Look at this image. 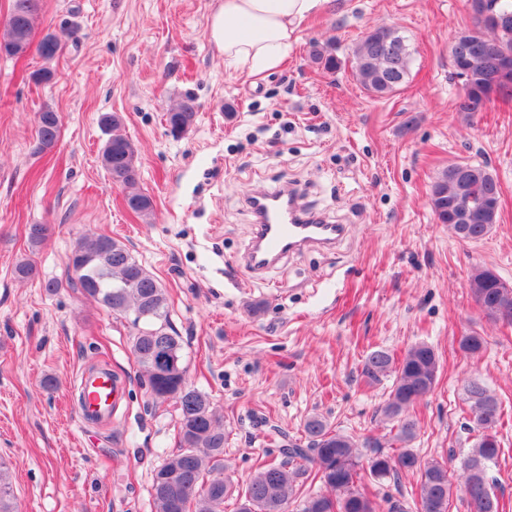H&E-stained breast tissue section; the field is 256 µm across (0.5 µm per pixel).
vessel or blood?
<instances>
[{"label": "vessel or blood", "instance_id": "b4317fda", "mask_svg": "<svg viewBox=\"0 0 512 512\" xmlns=\"http://www.w3.org/2000/svg\"><path fill=\"white\" fill-rule=\"evenodd\" d=\"M248 204L255 216L256 232L246 262L256 272L294 252L333 247L345 231L344 225L330 223L307 210L298 193L288 186L255 187L248 196ZM79 390L83 395L78 406L80 418L97 423L111 419L123 384L112 378L109 371L97 370L82 377Z\"/></svg>", "mask_w": 512, "mask_h": 512}]
</instances>
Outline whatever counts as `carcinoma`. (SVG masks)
<instances>
[{
  "mask_svg": "<svg viewBox=\"0 0 512 512\" xmlns=\"http://www.w3.org/2000/svg\"><path fill=\"white\" fill-rule=\"evenodd\" d=\"M41 0H12L3 31L0 54L21 57L31 48L50 61L61 51L58 37L48 32L38 43L32 35L40 17ZM512 17V0H497L496 16L473 19V28L458 33L449 47V62L471 75V107L459 106L461 112H480L486 105L501 100L512 101V86L494 82L497 70L512 69V25L500 26L497 18ZM399 42L404 53L394 57L382 50L383 43ZM312 60L325 71L334 73L344 61L333 44L312 45ZM411 50L405 37L387 26L368 30L352 55V69L360 86L376 98L387 97L403 86L410 73ZM198 105L187 95L167 113L169 131L174 136L186 133L194 124ZM35 153H44L56 145L60 134L58 113L50 106L39 112ZM101 123L108 131L101 154L103 166L112 180L125 190L126 207L135 214L148 216L153 210L149 196L136 189L138 178L137 149L121 131L119 115L107 113ZM471 170L466 178L460 171ZM497 177L481 164L454 163L434 181L430 206L442 223L449 225L455 237L464 242L484 239L498 222L499 209H488L499 202ZM74 274L73 286L114 313L133 312L137 332L131 351L135 363L147 377L156 402L176 400L179 406V448L154 471L152 494L157 512H224V498L237 493V512H381L367 483L399 477L406 473L418 476V501L386 497L387 512H425L426 505L448 512L454 483L444 460H424L409 448L416 437L417 423L408 415L435 386L438 356L426 343L410 346L403 359L395 361L385 349L372 351L365 359L362 374L369 383L390 373L394 381L389 398L381 407L383 415L397 422L393 441L400 447L393 452L373 448L364 454L359 444L314 416L304 423L303 439H290L280 448L283 460L265 464L241 487L233 490L224 477V426L211 409L209 397L188 385L182 358L181 338L168 322V303L164 288L131 255L120 241L107 235L86 236L68 256ZM484 304L498 312L512 313V296L500 295L496 288L485 289ZM163 345L176 360L177 369L170 375L154 373V348ZM485 347L484 337L468 334L461 337L459 348L465 356L475 358ZM469 421L477 431L476 441L461 462L467 512H504L497 496L491 492L488 467L501 453L497 427L502 416L498 399L478 383L467 388ZM12 474L0 462V512H17ZM320 481L324 493L303 492L307 481Z\"/></svg>",
  "mask_w": 512,
  "mask_h": 512,
  "instance_id": "1",
  "label": "carcinoma"
}]
</instances>
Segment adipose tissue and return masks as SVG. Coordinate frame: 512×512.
<instances>
[{
    "instance_id": "adipose-tissue-1",
    "label": "adipose tissue",
    "mask_w": 512,
    "mask_h": 512,
    "mask_svg": "<svg viewBox=\"0 0 512 512\" xmlns=\"http://www.w3.org/2000/svg\"><path fill=\"white\" fill-rule=\"evenodd\" d=\"M326 0H219L207 37L227 71L258 75L279 69L295 42L298 25Z\"/></svg>"
}]
</instances>
